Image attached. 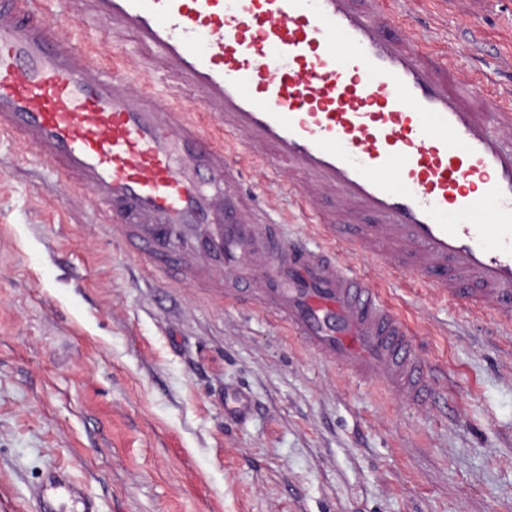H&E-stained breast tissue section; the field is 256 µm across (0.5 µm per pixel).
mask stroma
Here are the masks:
<instances>
[{
	"instance_id": "35a3bbf8",
	"label": "stroma",
	"mask_w": 512,
	"mask_h": 512,
	"mask_svg": "<svg viewBox=\"0 0 512 512\" xmlns=\"http://www.w3.org/2000/svg\"><path fill=\"white\" fill-rule=\"evenodd\" d=\"M512 91V0H387ZM290 234L300 173L253 163ZM31 148L0 135V512L64 470L96 512H512V327L394 280L347 239L439 386L415 408L252 304L128 256ZM246 396L244 417L225 391Z\"/></svg>"
}]
</instances>
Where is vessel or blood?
Returning <instances> with one entry per match:
<instances>
[{"label":"vessel or blood","mask_w":512,"mask_h":512,"mask_svg":"<svg viewBox=\"0 0 512 512\" xmlns=\"http://www.w3.org/2000/svg\"><path fill=\"white\" fill-rule=\"evenodd\" d=\"M62 13L131 38L191 104L129 88L126 68L66 37ZM482 101V77L381 0H0L1 135L62 174L146 263L175 262L182 281L228 297L248 278L257 308L308 349L413 404L433 386L412 332L326 243L350 232L389 276L511 323L512 99ZM207 112L242 153L215 142ZM250 159L302 174L297 200L319 242L287 237L270 200L243 189ZM34 499L37 512L62 499L92 512L54 473Z\"/></svg>","instance_id":"obj_1"}]
</instances>
